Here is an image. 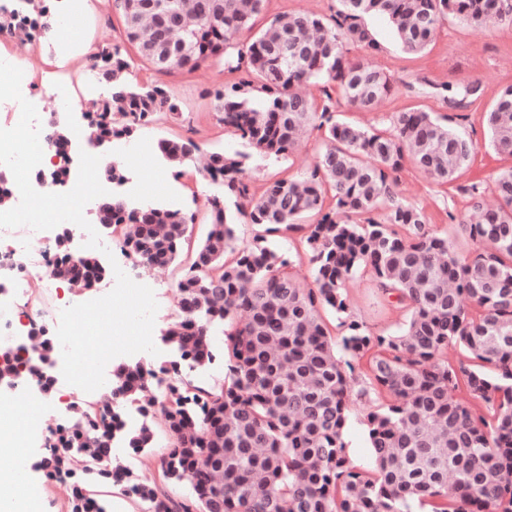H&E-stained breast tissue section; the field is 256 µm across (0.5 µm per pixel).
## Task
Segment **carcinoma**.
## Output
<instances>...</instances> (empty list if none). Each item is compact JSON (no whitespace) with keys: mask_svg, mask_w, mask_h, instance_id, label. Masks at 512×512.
Masks as SVG:
<instances>
[{"mask_svg":"<svg viewBox=\"0 0 512 512\" xmlns=\"http://www.w3.org/2000/svg\"><path fill=\"white\" fill-rule=\"evenodd\" d=\"M266 0H115L124 40L139 60L159 73L220 64L247 77L215 94L224 130L264 158L289 157L300 137L316 131L322 149L309 174L276 180L254 196L245 155H209L207 174L222 188L208 198L209 229L187 256L179 281V320L162 336L178 366L204 369L219 353L213 337L226 338L229 384L206 388L185 377L172 380L162 408L169 449L159 459V479L131 482V472L109 468L108 435L124 433L138 453L153 447L149 409L133 432H123L120 409L80 405L75 429L50 447L49 476L96 473L128 483L126 491L148 512H512V166L493 180L498 205L483 203L485 181L463 187L470 197L460 226L475 243L470 260L430 228L426 215L396 191L398 173L410 165L438 186L469 167L476 144L431 112L411 109L390 116L386 128H363L336 117L338 108L368 112L387 98L394 80L347 55L351 41L370 54L381 49L364 24L380 14L402 46L423 52L453 15L475 29L512 25V0H340L332 18L286 12L260 30ZM37 14L34 27L50 29L43 0H13L0 7V31L27 35L18 16ZM96 64L108 92L91 100L92 142L133 132L176 105L160 84L128 79L132 62L117 47L102 46ZM318 83L321 109L296 92ZM459 106L480 96L481 84L442 86ZM488 123L491 145L512 158V86L504 88ZM164 158L181 169L198 147L162 140ZM234 198L236 214L223 197ZM271 232L303 229L313 267L304 288L291 261L255 243L235 249V224ZM195 215L163 205L120 202L106 217L123 247L149 266L167 267L182 255ZM370 274L396 299L407 319L396 333L374 335L354 321L343 349L364 366L356 375L336 355L321 312L347 313L344 283ZM56 273L87 290L108 274L98 254L75 263L63 255ZM465 351L448 360V347ZM142 365L115 373L112 395L133 403L145 389ZM386 399L366 414L374 466H350L343 430L352 396ZM189 483L179 497L173 489ZM71 512H107L105 500L71 484Z\"/></svg>","mask_w":512,"mask_h":512,"instance_id":"carcinoma-1","label":"carcinoma"}]
</instances>
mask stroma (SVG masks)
Wrapping results in <instances>:
<instances>
[{"label":"stroma","instance_id":"obj_1","mask_svg":"<svg viewBox=\"0 0 512 512\" xmlns=\"http://www.w3.org/2000/svg\"><path fill=\"white\" fill-rule=\"evenodd\" d=\"M84 5L80 27L83 43L76 54L64 65H57V43L68 37L70 30L59 27L52 40L42 37L14 36L0 40L1 57H22L30 64L29 82L37 96L42 97L47 113L56 117V126L69 130L72 118L80 117L90 108L92 99L105 92L107 85L91 80L86 68V57L96 52L98 46L110 44L127 50L122 36V22L113 9L111 0H82ZM381 44L380 50L371 55L369 62L384 69L396 81L394 93L376 112H348L347 120L363 127L387 125L392 113L418 108L435 113L446 124L465 133L477 145V152L469 168L460 175L459 185L468 184L474 177L492 180L501 170L512 167V159L499 155L489 145L487 114L499 91L512 85V26H497L484 32L474 31L465 22L451 17L441 25L436 37L425 53L412 54L402 49L389 23L381 17L366 21ZM56 78L72 83L76 97L60 100L49 97L47 87ZM240 73L228 72L218 65H208L192 72L158 75L142 61H135L131 81L156 79L163 83L176 106L174 112L162 114L156 122L135 126L131 135L122 137L119 146L96 148L100 156V169L117 165L127 171L129 181L123 185L108 184L111 196L140 201L144 204H166L196 212L197 221L192 228V242H200L206 235L208 196L216 194L200 164L185 167L183 175H175L160 152H153L151 166L140 167L139 151L143 144H158L162 139L192 138L200 147L201 154L221 151L228 155L245 154L246 176L254 194H261L268 183L279 178L301 177L308 172L320 149L318 135L305 139L289 158L265 159L254 154L241 139L226 133L215 108L214 93L238 83ZM480 80L483 93L480 99L465 109L449 105L439 95L437 88L444 84L453 86ZM139 178L157 184L152 193L133 191L131 179ZM399 193L409 204L422 208L433 229L446 237L449 245L460 257L473 256L475 245L465 235L458 217L466 213L469 198L457 188L433 184L412 168H404L400 174ZM237 243L253 245L258 235H265L266 244L279 254L289 258L301 281L313 280V269L302 253L303 230L266 232L264 226L240 223L235 227ZM112 254L120 268L131 277L142 279L152 288L158 303L153 329L154 336L161 334L178 319L179 294L177 282L180 265L167 268H146L124 251L120 238L112 240ZM345 293L349 313L353 320L377 334L398 332L404 322V313L395 300L377 287L367 273L356 272L347 280ZM368 404L355 400L349 406L348 420L343 434L347 454L352 466L364 469L372 467L373 455L365 426ZM153 423L155 444L142 453H135L126 441L112 444V460L121 464L134 476L146 480L156 474L155 454L161 453L170 435L163 426L161 408H154ZM44 448H29L15 458L0 460V475L13 468L26 469L42 491L43 512H70L69 492L64 485L49 479L41 466L47 457Z\"/></svg>","mask_w":512,"mask_h":512}]
</instances>
